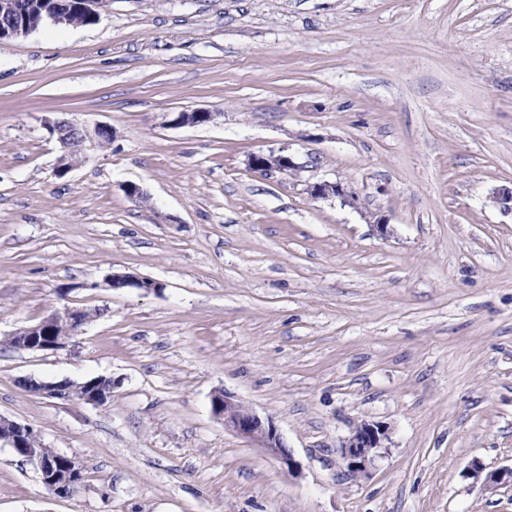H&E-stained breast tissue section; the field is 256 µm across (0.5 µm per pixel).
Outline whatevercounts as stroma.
<instances>
[{
    "mask_svg": "<svg viewBox=\"0 0 512 512\" xmlns=\"http://www.w3.org/2000/svg\"><path fill=\"white\" fill-rule=\"evenodd\" d=\"M48 116L117 138L61 176ZM280 149L298 176L249 169ZM511 182L512 0H111L0 41V415L84 468L60 499L1 443L0 512H512L470 474L512 466V215L488 200ZM65 300L95 312L70 347L8 345ZM97 376L102 406L22 384ZM364 421L388 432L353 477ZM306 192L314 199H339L343 205L357 207L358 195L341 182H315L306 185ZM108 288L133 287L145 291L160 290L162 284L147 277H134L129 275L112 274L105 282ZM213 412L224 420V427L261 448L278 460L292 476H299L301 468L287 449L274 422L257 414L252 408L227 391L217 392L212 398ZM385 426L362 422L345 437L338 446L343 467L352 476L364 474L375 460L386 437Z\"/></svg>",
    "mask_w": 512,
    "mask_h": 512,
    "instance_id": "stroma-1",
    "label": "stroma"
}]
</instances>
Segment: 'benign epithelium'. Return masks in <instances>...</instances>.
<instances>
[{"label": "benign epithelium", "instance_id": "benign-epithelium-1", "mask_svg": "<svg viewBox=\"0 0 512 512\" xmlns=\"http://www.w3.org/2000/svg\"><path fill=\"white\" fill-rule=\"evenodd\" d=\"M27 4L24 0H0V19L5 25L0 27V41L25 38L36 30V27L22 21L26 15ZM85 12L97 15L90 0H57V8L46 13L45 18L50 24L70 22L73 13ZM217 113L207 110L180 112L172 120L175 126H200L215 120ZM44 126L49 134L56 138L61 146L62 155L59 159L57 173L64 175L80 167L86 160V151L90 147L99 146L102 135L108 131L115 133L114 128L107 124H96L92 127L76 121L51 118L44 119ZM250 169L264 177H292L298 174L305 165L296 156L285 150L268 153H253L248 159ZM306 192L314 199L335 198L344 205L357 207L358 195L348 185L341 182H315L306 185ZM492 202L502 211L512 213V186L502 185L491 192ZM109 287H133L145 291L159 290L163 284L147 278L113 274L106 280ZM66 313L72 317V335L76 336L87 322V309L79 306L66 305ZM53 316L28 326H23L11 334L16 348L35 351H57L65 349L71 340H54L48 336L45 327ZM61 382H44L26 379L23 385L34 392L49 398L62 399ZM88 392L82 401L96 406L104 405L112 397V393L87 385ZM213 412L224 420V427L230 429L241 438L262 449L267 455L278 460L283 468L292 476H299L301 468L293 454L287 449L274 422L257 414L252 408L239 400L235 395L224 391L217 392L212 398ZM385 426L362 422L345 437L338 446L339 458L346 471L358 476L365 473L375 460L382 442L386 437ZM6 442L13 449H21L22 458L36 465L42 484L59 498L72 497L83 479V470L79 462L59 455L47 456L36 438L34 430L15 420L0 416V442ZM470 475L486 486L501 483H512V467L485 471L478 462L472 464Z\"/></svg>", "mask_w": 512, "mask_h": 512}]
</instances>
